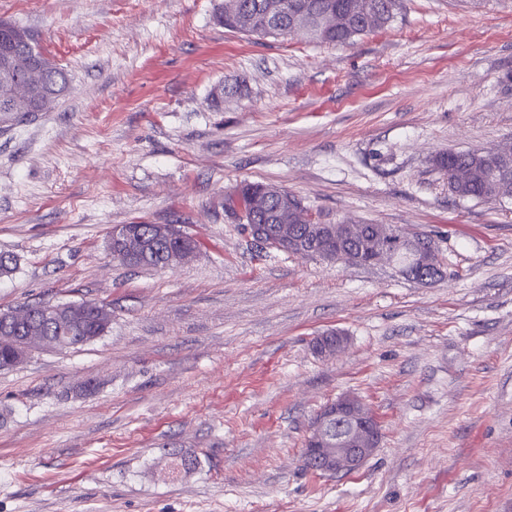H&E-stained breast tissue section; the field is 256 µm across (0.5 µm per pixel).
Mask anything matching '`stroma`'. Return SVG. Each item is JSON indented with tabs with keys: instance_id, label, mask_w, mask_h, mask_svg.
<instances>
[{
	"instance_id": "obj_1",
	"label": "stroma",
	"mask_w": 512,
	"mask_h": 512,
	"mask_svg": "<svg viewBox=\"0 0 512 512\" xmlns=\"http://www.w3.org/2000/svg\"><path fill=\"white\" fill-rule=\"evenodd\" d=\"M223 3L0 0L71 79L0 121V311L112 310L81 349L0 370V512H512V200L456 198L433 166L512 146V0H402L349 45L230 32ZM245 180L430 238L443 276L261 250L224 211ZM137 222L179 225L194 257L111 258ZM346 394L378 448L306 469ZM347 398L352 397L337 399L333 406L330 404L317 415L306 442L320 448H304L303 457L315 461L316 468L326 474L359 470L380 442L381 429L377 418L371 412L359 409L355 401ZM335 416L336 421L345 416L360 423L362 427L358 429H370L371 436L367 445L358 448L348 444L346 448H339L345 436H336V439L332 436L331 423Z\"/></svg>"
}]
</instances>
